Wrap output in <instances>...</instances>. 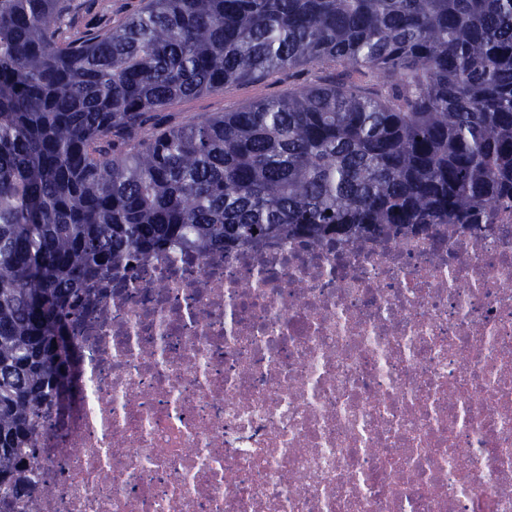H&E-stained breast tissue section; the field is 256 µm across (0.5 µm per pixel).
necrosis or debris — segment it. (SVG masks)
I'll use <instances>...</instances> for the list:
<instances>
[{
  "label": "necrosis or debris",
  "instance_id": "necrosis-or-debris-1",
  "mask_svg": "<svg viewBox=\"0 0 512 512\" xmlns=\"http://www.w3.org/2000/svg\"><path fill=\"white\" fill-rule=\"evenodd\" d=\"M72 333L82 384L0 512H512V206L153 257Z\"/></svg>",
  "mask_w": 512,
  "mask_h": 512
}]
</instances>
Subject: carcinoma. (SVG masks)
<instances>
[{
    "label": "carcinoma",
    "mask_w": 512,
    "mask_h": 512,
    "mask_svg": "<svg viewBox=\"0 0 512 512\" xmlns=\"http://www.w3.org/2000/svg\"><path fill=\"white\" fill-rule=\"evenodd\" d=\"M0 0V493L25 495L60 397L56 322L177 246L490 224L512 203V0ZM310 81L145 133L176 99ZM139 0H74L73 14L79 27H96L104 21L122 20L139 7Z\"/></svg>",
    "instance_id": "cac0c4a2"
}]
</instances>
